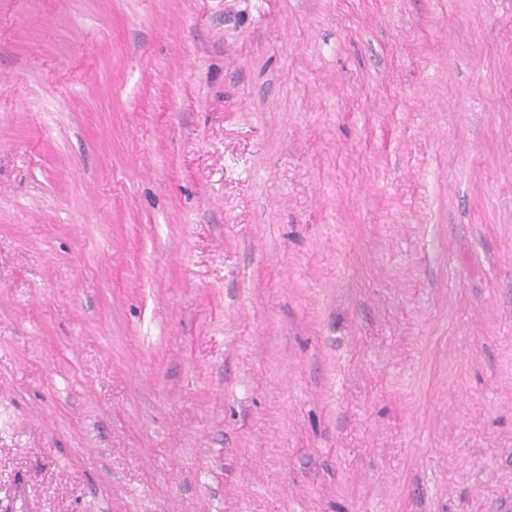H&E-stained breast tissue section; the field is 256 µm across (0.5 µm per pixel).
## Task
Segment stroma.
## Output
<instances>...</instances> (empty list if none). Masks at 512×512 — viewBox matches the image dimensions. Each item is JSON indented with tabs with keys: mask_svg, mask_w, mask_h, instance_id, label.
<instances>
[{
	"mask_svg": "<svg viewBox=\"0 0 512 512\" xmlns=\"http://www.w3.org/2000/svg\"><path fill=\"white\" fill-rule=\"evenodd\" d=\"M0 512H512V0H0Z\"/></svg>",
	"mask_w": 512,
	"mask_h": 512,
	"instance_id": "35a3bbf8",
	"label": "stroma"
}]
</instances>
